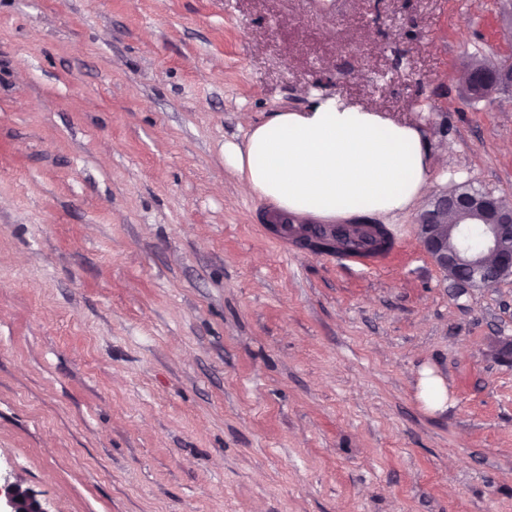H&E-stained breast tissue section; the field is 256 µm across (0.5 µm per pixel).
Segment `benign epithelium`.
Instances as JSON below:
<instances>
[{
  "label": "benign epithelium",
  "instance_id": "obj_1",
  "mask_svg": "<svg viewBox=\"0 0 512 512\" xmlns=\"http://www.w3.org/2000/svg\"><path fill=\"white\" fill-rule=\"evenodd\" d=\"M417 234L433 263L461 288H489L512 277V208L491 191L443 193L421 212ZM314 254L342 249L336 230L301 240ZM512 364V339L490 351ZM0 512H48L45 503L17 480L0 478Z\"/></svg>",
  "mask_w": 512,
  "mask_h": 512
}]
</instances>
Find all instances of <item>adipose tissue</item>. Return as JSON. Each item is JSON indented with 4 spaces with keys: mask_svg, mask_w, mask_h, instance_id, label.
<instances>
[{
    "mask_svg": "<svg viewBox=\"0 0 512 512\" xmlns=\"http://www.w3.org/2000/svg\"><path fill=\"white\" fill-rule=\"evenodd\" d=\"M224 166L246 194L300 218L405 210L428 188L431 171L419 126L338 95L251 125L243 142L225 143Z\"/></svg>",
    "mask_w": 512,
    "mask_h": 512,
    "instance_id": "ef3b65f1",
    "label": "adipose tissue"
}]
</instances>
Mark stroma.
Listing matches in <instances>:
<instances>
[{
    "label": "stroma",
    "instance_id": "stroma-1",
    "mask_svg": "<svg viewBox=\"0 0 512 512\" xmlns=\"http://www.w3.org/2000/svg\"><path fill=\"white\" fill-rule=\"evenodd\" d=\"M476 58L512 0H0V472L49 512H512V278L457 294L416 226L447 173L512 202ZM316 94L430 143L378 267L284 250L224 167Z\"/></svg>",
    "mask_w": 512,
    "mask_h": 512
}]
</instances>
